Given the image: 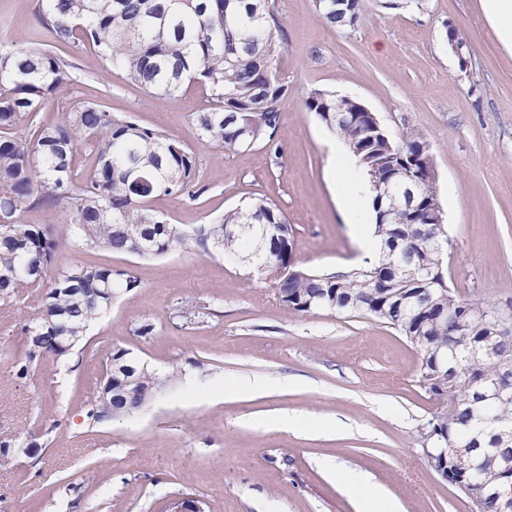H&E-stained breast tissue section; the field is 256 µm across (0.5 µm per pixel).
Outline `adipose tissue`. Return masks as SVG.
<instances>
[{"mask_svg":"<svg viewBox=\"0 0 512 512\" xmlns=\"http://www.w3.org/2000/svg\"><path fill=\"white\" fill-rule=\"evenodd\" d=\"M328 165L351 234L362 252L372 257L378 256L379 242L370 233L367 223L372 195L368 179L340 145H330ZM327 470L352 494L358 512H399L398 504L370 487L362 474L339 469L333 464L328 465Z\"/></svg>","mask_w":512,"mask_h":512,"instance_id":"adipose-tissue-1","label":"adipose tissue"}]
</instances>
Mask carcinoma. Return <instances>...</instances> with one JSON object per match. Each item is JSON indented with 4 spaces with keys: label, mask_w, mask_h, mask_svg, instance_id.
Listing matches in <instances>:
<instances>
[{
    "label": "carcinoma",
    "mask_w": 512,
    "mask_h": 512,
    "mask_svg": "<svg viewBox=\"0 0 512 512\" xmlns=\"http://www.w3.org/2000/svg\"><path fill=\"white\" fill-rule=\"evenodd\" d=\"M321 20L355 24L364 0H349L336 10L334 0H315ZM38 21L54 50L40 46L0 50V299L26 297L40 288L39 310L23 319L24 358L15 377H28L32 365L68 364L75 345L123 293L141 287L137 277L105 266H77L47 277L59 249L76 239L114 253L159 257L168 253L212 249L239 255L254 264L276 261L267 274L281 293L280 305L295 312L325 308L362 313L402 333L419 354L418 379L428 394L448 406V416L431 418L429 447L447 453L448 484L468 500L479 499V512H498L489 495L512 457V395L496 394L503 362L512 361V334L496 330L499 306L466 299L448 287L443 254L431 237L445 230L423 224L426 239L412 244L411 265L422 267L433 282L418 290L393 272L403 256L390 242L411 227L410 212L400 203L374 224L380 256L369 267L341 277L303 270L292 276L279 268L293 260L291 225L274 204L258 198L246 208L224 213L214 224L179 227L150 208L158 195L198 197L192 154L161 131L85 103L62 114L51 126L32 129L37 106L70 90L76 66L60 51L90 45L126 72L128 79L153 94L173 97L186 82L206 85L217 107L197 112L200 132L226 148L273 144L279 112L273 105L251 112L266 99L275 103L287 85L267 83L264 70L277 71L283 45L281 23L267 0H45ZM306 107L341 137L351 153L368 159L366 174L383 184L394 167L420 164L430 155L426 137L417 130L392 139L371 137L372 119L355 116L349 102L315 91ZM86 149L92 167L80 186L73 182V162ZM46 198L66 199L75 213L68 232L57 237L40 224L23 223V215ZM481 303L486 319L477 325L453 322L469 304ZM132 364L138 382L112 394V377L104 378L88 401L86 418L94 427L143 410L170 377L131 361L114 348L107 368ZM467 448L473 461L463 472L453 462L455 449Z\"/></svg>",
    "instance_id": "1"
}]
</instances>
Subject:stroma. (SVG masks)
<instances>
[{
    "label": "stroma",
    "instance_id": "35a3bbf8",
    "mask_svg": "<svg viewBox=\"0 0 512 512\" xmlns=\"http://www.w3.org/2000/svg\"><path fill=\"white\" fill-rule=\"evenodd\" d=\"M283 23L279 70L288 92L275 143L229 149L202 137L194 115L214 105L190 84L154 96L92 48L71 49V91L43 102L36 121L55 124L83 102L163 131L196 157L199 198L158 196L169 223L210 224L255 197L293 227L304 269L347 274L369 266L343 220L327 171L330 131L305 106L316 90L359 100L395 138L422 132L444 211L448 284L465 298L512 306V52L482 0H365L355 25L322 21L314 0H269ZM41 0H0V45L47 43ZM467 41V66L448 30ZM108 266L141 286L121 295L75 349L70 371L39 365L18 380L24 309L0 301V434L26 432L36 456L0 454V512H169L198 499L205 512H356L351 494L322 466L362 472L400 512H470L466 498L428 464L419 432L433 403L417 382L419 355L399 332L366 315L290 312L257 269L202 251L142 258L67 243L54 269ZM202 303L206 321L181 307ZM152 324L151 335H138ZM127 350L173 380L153 404L91 427L84 406L107 355ZM262 376L289 380L266 394L185 397L204 383ZM334 418L331 432L289 430L288 415Z\"/></svg>",
    "mask_w": 512,
    "mask_h": 512
}]
</instances>
